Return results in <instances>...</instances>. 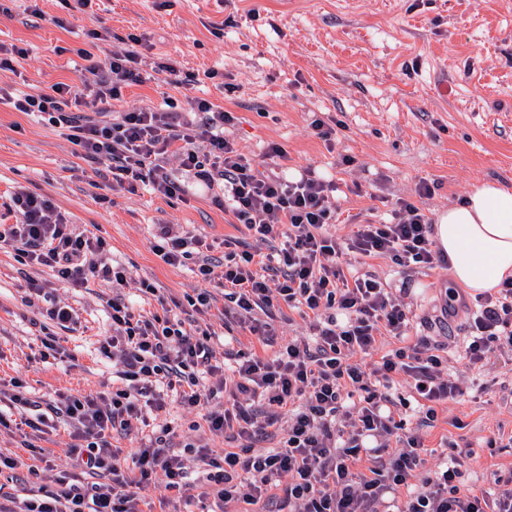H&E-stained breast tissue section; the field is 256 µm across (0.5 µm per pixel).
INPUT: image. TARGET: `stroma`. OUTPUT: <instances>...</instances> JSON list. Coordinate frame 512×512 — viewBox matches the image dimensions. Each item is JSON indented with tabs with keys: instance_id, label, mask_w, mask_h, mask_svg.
Segmentation results:
<instances>
[{
	"instance_id": "1",
	"label": "stroma",
	"mask_w": 512,
	"mask_h": 512,
	"mask_svg": "<svg viewBox=\"0 0 512 512\" xmlns=\"http://www.w3.org/2000/svg\"><path fill=\"white\" fill-rule=\"evenodd\" d=\"M31 3L0 0V44L27 51L12 69L0 70V224L21 220L8 209L16 191L46 197L67 223L105 239L127 283L115 289L93 279L87 287L66 288L50 268L0 248V378L21 379L30 397L49 401L58 390L90 395L111 386L112 361L98 350L112 333L107 301L119 294L141 314L159 311L156 298L139 291L143 279L181 303L209 289L203 320L213 330L220 366L233 365L237 352L273 356L288 339L311 334L298 313L280 315L271 323V345H261L231 313L223 288L196 276L194 261L174 268L155 255L159 224L213 243L211 255L219 260L225 240L239 235L232 213L215 206L193 178L182 176L185 192L171 198L144 185L128 190L79 158L60 129L10 104V96L44 93L58 82L94 84L89 61L131 49L130 35L146 42L142 67L153 75L123 88L112 113L162 110L171 101L186 114L189 98L210 99L236 116L224 134L242 153L258 159L275 142L285 151L281 165L289 175L309 169L335 182L337 236H348L358 219L382 222L397 198L413 196L423 180L436 186L420 201L432 218L483 181L512 188V0H96L92 12L78 15L65 0H40L38 17ZM214 23L224 24L223 37L211 33ZM100 27L111 30L109 40L89 38ZM163 61L181 74L201 75V82L173 83L153 69ZM210 70L215 78H207ZM317 118L337 121L333 141L314 135ZM372 270L391 290L408 285L407 341L428 335L445 343L449 372L464 389L423 428L426 444L472 446L461 468L463 484L485 487L491 476L511 478L512 447L489 448L485 440L512 435V353L496 350L483 367H469L462 357L465 316L438 319L441 305L460 290L449 269H417L406 277L390 260L377 259ZM29 276L78 312L81 326L66 342L74 362L35 357L33 321L46 303L26 299ZM204 414L174 403L161 414L173 424V450L193 473L198 463L185 444L218 451L230 445L209 432ZM71 433L60 422L43 434L40 445L53 453L57 468L28 484L0 466V503L29 489L55 488L58 472L71 467Z\"/></svg>"
}]
</instances>
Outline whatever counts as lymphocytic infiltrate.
I'll use <instances>...</instances> for the list:
<instances>
[{
    "mask_svg": "<svg viewBox=\"0 0 512 512\" xmlns=\"http://www.w3.org/2000/svg\"><path fill=\"white\" fill-rule=\"evenodd\" d=\"M132 42L133 49L113 51L96 82L95 102L118 99L124 87L144 82L136 50L141 39ZM85 103L79 86L60 82L50 92L16 98L13 107L47 115L66 131L78 156L107 165L120 185L147 182L166 197L181 193V184L159 163L175 157L256 244L281 238L278 265L269 276L259 272L254 252L232 251L219 262L207 255L206 240L169 224L159 225L153 250L172 267L196 260L198 276L221 281L240 318L288 308L308 319L312 336L290 340L269 359L240 356L225 372L212 363L210 331L193 319L168 306L138 315L123 297L113 296L107 303L112 334L99 350L112 357L121 384L94 396L63 392L50 403V412L74 428V471L59 476L55 489L19 500L14 512H140V490L159 475L165 490H186L188 471L170 445L173 428L153 421L169 400L186 409L207 407L209 431L241 443L221 456L204 445L195 449L220 512L239 501L271 502L276 512H512L511 482L477 492L460 488L455 456L438 470L427 469L434 451L408 430L391 397L395 376H404L416 400L424 401L422 423L429 426L438 405L462 395L448 375L442 344L421 336L413 346L366 361L384 337L405 335L410 309L360 264L386 258L414 270L447 262L415 200L398 199L388 223L356 225L342 239L331 230L335 184L310 172L297 180L281 177L284 150L275 142L261 159L248 158L224 135L233 113L210 100L192 99L199 119L186 132L173 112L138 110L99 120L77 114ZM10 209L21 221L0 225V246L51 268L64 285L82 287L92 277L124 284L126 270L110 261L105 241L65 223L49 199L18 191ZM348 255L354 262L346 266L341 259ZM462 310L469 315L463 349L469 366L483 363L493 347L512 350L511 281L479 295L476 306L461 299L445 313ZM146 426L152 429L147 445L123 456L113 437ZM277 436L280 447L255 452L256 443ZM84 475L93 483H81Z\"/></svg>",
    "mask_w": 512,
    "mask_h": 512,
    "instance_id": "f902f5d3",
    "label": "lymphocytic infiltrate"
}]
</instances>
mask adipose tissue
Instances as JSON below:
<instances>
[{
  "instance_id": "obj_1",
  "label": "adipose tissue",
  "mask_w": 512,
  "mask_h": 512,
  "mask_svg": "<svg viewBox=\"0 0 512 512\" xmlns=\"http://www.w3.org/2000/svg\"><path fill=\"white\" fill-rule=\"evenodd\" d=\"M433 237L457 283L475 294L498 287L512 278V189L477 186L438 214Z\"/></svg>"
}]
</instances>
